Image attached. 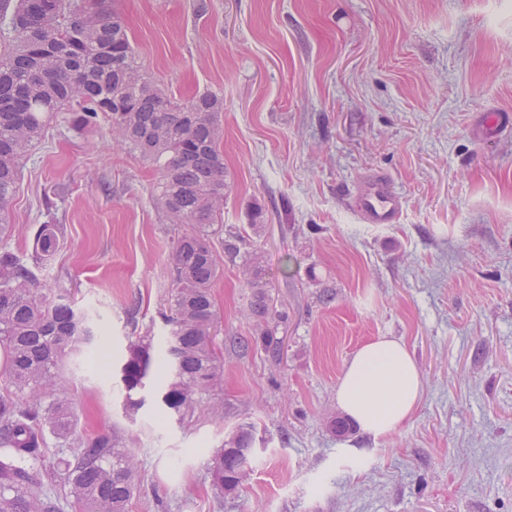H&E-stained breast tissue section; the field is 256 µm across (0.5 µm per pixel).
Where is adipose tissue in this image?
<instances>
[{"label": "adipose tissue", "instance_id": "1", "mask_svg": "<svg viewBox=\"0 0 512 512\" xmlns=\"http://www.w3.org/2000/svg\"><path fill=\"white\" fill-rule=\"evenodd\" d=\"M423 391V378L407 344L383 336L347 361L336 402L364 432L380 437L411 420Z\"/></svg>", "mask_w": 512, "mask_h": 512}]
</instances>
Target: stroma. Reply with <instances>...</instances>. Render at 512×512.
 Listing matches in <instances>:
<instances>
[{"label": "stroma", "mask_w": 512, "mask_h": 512, "mask_svg": "<svg viewBox=\"0 0 512 512\" xmlns=\"http://www.w3.org/2000/svg\"><path fill=\"white\" fill-rule=\"evenodd\" d=\"M166 94L224 98L228 188L205 232L224 368L194 417L154 388L129 412L131 340L164 345L171 248L185 227L155 199L157 172L107 124L47 125L24 159L5 247L30 257L41 225L58 249L32 270L68 297L100 355L62 369L83 433L115 434L138 463L130 512H512V0H114ZM392 176L397 224H364L347 194ZM250 224L263 281L286 311L277 349L251 341ZM404 339L424 380L412 418L339 435L336 387L354 351ZM257 429L249 479L212 484L209 460Z\"/></svg>", "instance_id": "stroma-1"}]
</instances>
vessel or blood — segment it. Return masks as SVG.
<instances>
[{
  "label": "vessel or blood",
  "mask_w": 512,
  "mask_h": 512,
  "mask_svg": "<svg viewBox=\"0 0 512 512\" xmlns=\"http://www.w3.org/2000/svg\"><path fill=\"white\" fill-rule=\"evenodd\" d=\"M350 206L363 223L394 224L400 218L402 197L389 175L375 172L351 195Z\"/></svg>",
  "instance_id": "obj_1"
}]
</instances>
